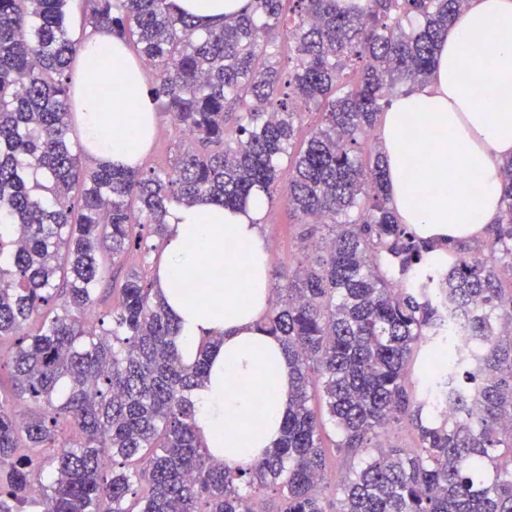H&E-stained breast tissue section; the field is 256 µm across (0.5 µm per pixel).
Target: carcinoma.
<instances>
[{
	"label": "carcinoma",
	"instance_id": "1",
	"mask_svg": "<svg viewBox=\"0 0 512 512\" xmlns=\"http://www.w3.org/2000/svg\"><path fill=\"white\" fill-rule=\"evenodd\" d=\"M69 2L0 0V340L13 338L15 382L0 395V512H30L38 498L42 512H512V157L485 243H437L394 215L375 134L393 100L429 77L466 0H251L211 27L170 0H84L86 23L151 70L158 111L188 140L163 171L84 163ZM313 111L320 122L293 156ZM256 190L269 202L279 192L302 224L300 266L263 324L293 390L276 446L232 470L194 426L192 392L220 339L185 361L137 272L109 329L85 317L103 250L115 259L144 245L137 226L165 237L172 201L242 209ZM445 303L474 341L455 356ZM448 394L453 417L435 402ZM63 423L74 437L58 446ZM407 424L413 456L382 443Z\"/></svg>",
	"mask_w": 512,
	"mask_h": 512
}]
</instances>
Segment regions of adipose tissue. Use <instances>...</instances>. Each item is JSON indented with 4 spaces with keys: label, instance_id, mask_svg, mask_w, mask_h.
<instances>
[{
    "label": "adipose tissue",
    "instance_id": "ef3b65f1",
    "mask_svg": "<svg viewBox=\"0 0 512 512\" xmlns=\"http://www.w3.org/2000/svg\"><path fill=\"white\" fill-rule=\"evenodd\" d=\"M110 71L112 99L99 92ZM78 130L105 165L136 166L156 126L145 69L107 30L76 61ZM390 206L435 239L480 237L500 211L501 161L512 156V0H468L448 28L430 78L383 117ZM265 195L228 210L171 202L156 288L193 360L201 337H220L194 390L195 428L226 467L248 466L279 440L290 400L288 360L263 329L272 292L259 226Z\"/></svg>",
    "mask_w": 512,
    "mask_h": 512
}]
</instances>
